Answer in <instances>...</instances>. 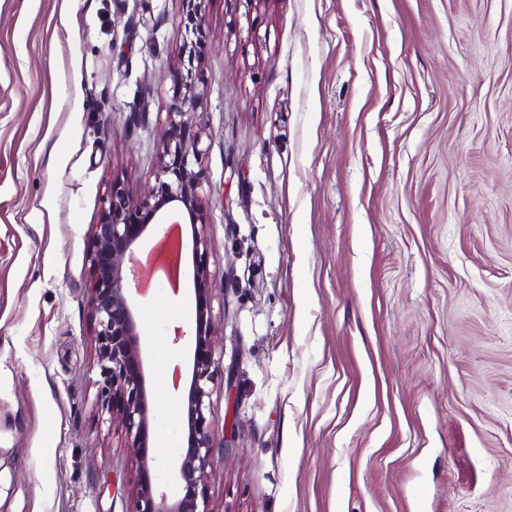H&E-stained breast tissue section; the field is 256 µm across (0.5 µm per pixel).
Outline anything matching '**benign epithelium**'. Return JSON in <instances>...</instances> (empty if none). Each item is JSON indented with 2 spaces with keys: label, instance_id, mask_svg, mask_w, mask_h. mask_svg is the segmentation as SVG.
Returning a JSON list of instances; mask_svg holds the SVG:
<instances>
[{
  "label": "benign epithelium",
  "instance_id": "obj_1",
  "mask_svg": "<svg viewBox=\"0 0 512 512\" xmlns=\"http://www.w3.org/2000/svg\"><path fill=\"white\" fill-rule=\"evenodd\" d=\"M187 25L197 32L204 0H186ZM186 91L171 105L170 126L162 141V178L144 200H135L123 188L112 185L108 208L94 225L89 253L94 288L88 299L97 346L98 381L102 407L119 417L129 439L137 466V484L132 512H207L200 508L204 497V474L213 443L204 414L209 397L206 382L211 379V320L199 313L195 330V352L191 376L175 367L172 385L182 393L188 429L187 447L172 464L179 490L168 494L156 488L149 456L151 429L150 401L146 389L143 350L137 310L131 298L130 276L137 261L139 239L151 224H190L195 258L194 291L199 301L210 294L206 269V238L198 229L202 223L198 188L202 170L198 134L190 118L203 97L192 72L180 76Z\"/></svg>",
  "mask_w": 512,
  "mask_h": 512
}]
</instances>
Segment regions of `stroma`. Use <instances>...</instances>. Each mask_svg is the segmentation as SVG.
<instances>
[{
	"mask_svg": "<svg viewBox=\"0 0 512 512\" xmlns=\"http://www.w3.org/2000/svg\"><path fill=\"white\" fill-rule=\"evenodd\" d=\"M0 0V512H130L88 252L193 69L208 512H512V0ZM194 262L136 265L154 480Z\"/></svg>",
	"mask_w": 512,
	"mask_h": 512,
	"instance_id": "35a3bbf8",
	"label": "stroma"
}]
</instances>
